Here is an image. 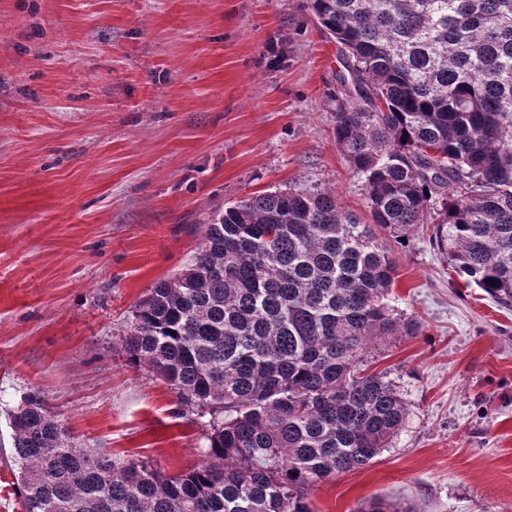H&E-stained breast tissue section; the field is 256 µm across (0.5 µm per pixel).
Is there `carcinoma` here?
Listing matches in <instances>:
<instances>
[{
    "instance_id": "1",
    "label": "carcinoma",
    "mask_w": 512,
    "mask_h": 512,
    "mask_svg": "<svg viewBox=\"0 0 512 512\" xmlns=\"http://www.w3.org/2000/svg\"><path fill=\"white\" fill-rule=\"evenodd\" d=\"M349 91L336 146L370 222L318 191L224 207L133 314L130 360L208 418L206 459L166 476L74 446L38 392L8 414L25 512H313L314 487L367 465L406 404L363 362L413 336L392 248L419 224L455 272L512 307V0H309ZM359 512H413L372 498Z\"/></svg>"
}]
</instances>
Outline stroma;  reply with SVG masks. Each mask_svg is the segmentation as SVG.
<instances>
[{
    "label": "stroma",
    "mask_w": 512,
    "mask_h": 512,
    "mask_svg": "<svg viewBox=\"0 0 512 512\" xmlns=\"http://www.w3.org/2000/svg\"><path fill=\"white\" fill-rule=\"evenodd\" d=\"M340 69L307 0H0V512H22L8 414L34 391L77 447L168 476L204 461L202 419L123 339L219 207L318 189L366 218L333 135ZM391 255L389 303L420 331L366 368L406 423L320 483L313 512H512V308L425 226ZM359 512H413L401 499L372 498L366 501Z\"/></svg>",
    "instance_id": "stroma-1"
}]
</instances>
